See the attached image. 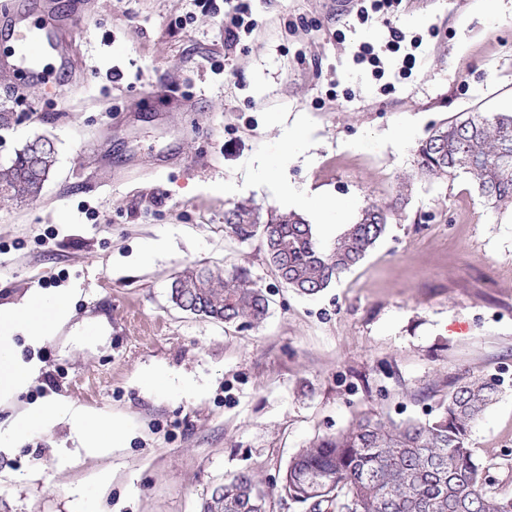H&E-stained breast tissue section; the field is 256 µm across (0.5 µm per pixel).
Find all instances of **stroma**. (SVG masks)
<instances>
[{
  "mask_svg": "<svg viewBox=\"0 0 512 512\" xmlns=\"http://www.w3.org/2000/svg\"><path fill=\"white\" fill-rule=\"evenodd\" d=\"M248 3L256 25L233 42L224 0H0V51L8 7L26 5L72 29L84 68L40 89L0 66V163L40 135L56 150L37 200L0 201V304L80 283L71 322L41 348L15 337L43 372L0 405V432L23 406L56 402L122 431L111 454L88 456L66 419L48 418L0 452V512H203L241 471L271 512H303L279 493L300 448L363 412L424 416L472 373L498 395L469 446L492 489L512 491V211L463 176L413 180L377 247L313 298L281 283L260 239L224 226L236 202L288 211L282 179L311 198L303 215L325 247L336 234L319 205L347 203L348 224L393 205L434 126L512 111V0H402L364 24L356 0ZM391 24L424 51L411 75L393 60L378 80L353 55ZM188 264L248 267L265 320L179 309L169 287Z\"/></svg>",
  "mask_w": 512,
  "mask_h": 512,
  "instance_id": "35a3bbf8",
  "label": "stroma"
}]
</instances>
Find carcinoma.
I'll return each instance as SVG.
<instances>
[{
  "label": "carcinoma",
  "mask_w": 512,
  "mask_h": 512,
  "mask_svg": "<svg viewBox=\"0 0 512 512\" xmlns=\"http://www.w3.org/2000/svg\"><path fill=\"white\" fill-rule=\"evenodd\" d=\"M53 141L41 135L0 165V196L35 199L40 174L54 167ZM465 174L484 201L512 208V112H459L435 127L415 149L414 172L400 184L407 203L411 180ZM391 209L370 205L344 225L329 248L313 224L295 212H263L236 204L224 224L242 241L260 236L275 275L314 296L356 266L383 237ZM171 301L184 311L226 324L257 326L269 301L250 271L187 266L170 284ZM492 378L468 375L448 384L425 419L396 421L364 412L334 434L300 449L290 460L281 493L306 512H512V493L486 488L484 468L469 447L475 422L495 400ZM266 493L251 472L225 480L203 512H268Z\"/></svg>",
  "instance_id": "cac0c4a2"
}]
</instances>
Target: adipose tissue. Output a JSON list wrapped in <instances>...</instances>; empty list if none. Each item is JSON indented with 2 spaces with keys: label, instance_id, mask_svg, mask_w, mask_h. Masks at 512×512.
Masks as SVG:
<instances>
[{
  "label": "adipose tissue",
  "instance_id": "adipose-tissue-1",
  "mask_svg": "<svg viewBox=\"0 0 512 512\" xmlns=\"http://www.w3.org/2000/svg\"><path fill=\"white\" fill-rule=\"evenodd\" d=\"M71 290L53 297L29 296L25 305H0V402L11 399L28 387L40 374L37 360L25 361L11 343L14 335H22L26 345L41 347L70 317ZM67 416L74 431L81 437L88 453L94 454L105 446V436L119 437L112 421L98 414L84 413L66 404L56 408L28 406L17 414L11 430L0 435V447L10 448L28 431L39 427L51 415Z\"/></svg>",
  "mask_w": 512,
  "mask_h": 512
}]
</instances>
